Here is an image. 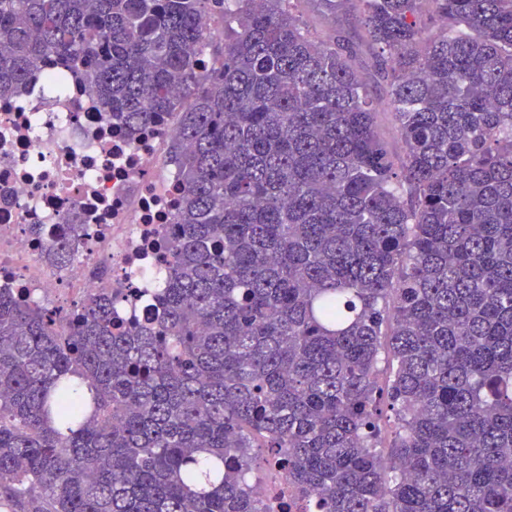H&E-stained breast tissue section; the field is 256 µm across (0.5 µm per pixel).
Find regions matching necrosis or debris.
Instances as JSON below:
<instances>
[{
  "mask_svg": "<svg viewBox=\"0 0 512 512\" xmlns=\"http://www.w3.org/2000/svg\"><path fill=\"white\" fill-rule=\"evenodd\" d=\"M179 115L129 133L72 69L0 95V289L49 308L105 290L117 320L145 318L140 281L159 280L158 246L175 232L180 179L169 160ZM80 238L81 268L45 258L53 239ZM105 265L109 280L87 267Z\"/></svg>",
  "mask_w": 512,
  "mask_h": 512,
  "instance_id": "1",
  "label": "necrosis or debris"
}]
</instances>
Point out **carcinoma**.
Masks as SVG:
<instances>
[{
    "mask_svg": "<svg viewBox=\"0 0 512 512\" xmlns=\"http://www.w3.org/2000/svg\"><path fill=\"white\" fill-rule=\"evenodd\" d=\"M224 2L0 0V94L51 60L129 129L187 99L152 316L0 290V501L266 512L275 462L283 512H512V0H323L358 42ZM287 487L289 500L292 490L277 464L271 462L266 467L265 477L255 484L254 493L268 506L267 512H280V501Z\"/></svg>",
    "mask_w": 512,
    "mask_h": 512,
    "instance_id": "carcinoma-1",
    "label": "carcinoma"
}]
</instances>
